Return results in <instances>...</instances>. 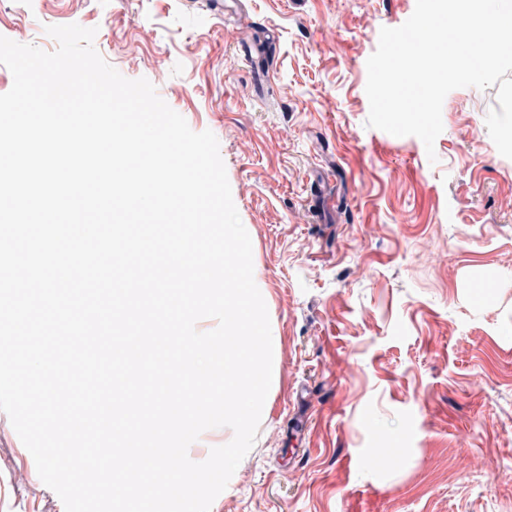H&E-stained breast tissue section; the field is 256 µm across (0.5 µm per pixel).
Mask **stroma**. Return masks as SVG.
<instances>
[{
	"label": "stroma",
	"mask_w": 512,
	"mask_h": 512,
	"mask_svg": "<svg viewBox=\"0 0 512 512\" xmlns=\"http://www.w3.org/2000/svg\"><path fill=\"white\" fill-rule=\"evenodd\" d=\"M415 0H0L52 52L96 28L220 145L268 308L258 436L210 512H512V159L451 91L436 161L367 127V60ZM400 454L377 464L381 449ZM0 512H65L0 412Z\"/></svg>",
	"instance_id": "1"
}]
</instances>
